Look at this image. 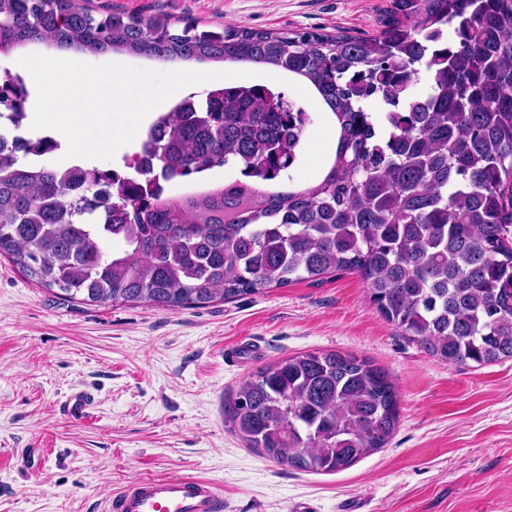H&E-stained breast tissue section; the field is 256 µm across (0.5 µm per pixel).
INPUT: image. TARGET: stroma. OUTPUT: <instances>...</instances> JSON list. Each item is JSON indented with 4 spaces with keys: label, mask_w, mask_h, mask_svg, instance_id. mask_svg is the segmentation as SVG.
I'll use <instances>...</instances> for the list:
<instances>
[{
    "label": "stroma",
    "mask_w": 512,
    "mask_h": 512,
    "mask_svg": "<svg viewBox=\"0 0 512 512\" xmlns=\"http://www.w3.org/2000/svg\"><path fill=\"white\" fill-rule=\"evenodd\" d=\"M96 15L193 18L264 30L372 34L402 0H81ZM160 72L245 71V64L166 63L122 52L78 54ZM296 162L299 185L322 176L324 105ZM254 341L259 355L235 362ZM338 351L389 374L399 421L389 445L348 469L303 472L245 447L224 403L259 368L285 356ZM73 389L89 419L65 415ZM210 481L223 512H512V359L442 361L371 304L355 274L170 311L95 306L30 280L0 257V512H101L138 479Z\"/></svg>",
    "instance_id": "1"
}]
</instances>
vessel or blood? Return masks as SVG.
<instances>
[{"mask_svg":"<svg viewBox=\"0 0 512 512\" xmlns=\"http://www.w3.org/2000/svg\"><path fill=\"white\" fill-rule=\"evenodd\" d=\"M222 500L209 482L190 477H146L108 499L103 512H221Z\"/></svg>","mask_w":512,"mask_h":512,"instance_id":"1","label":"vessel or blood"}]
</instances>
